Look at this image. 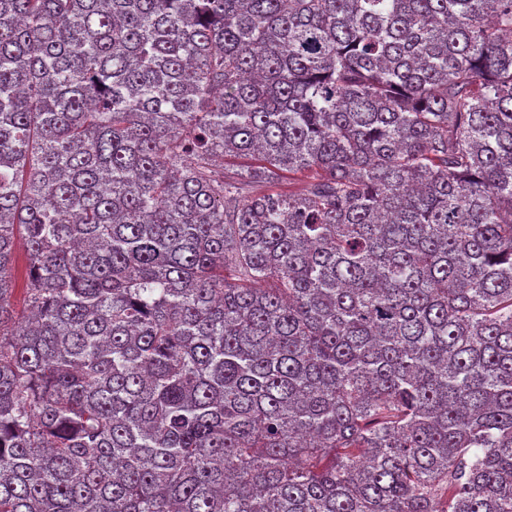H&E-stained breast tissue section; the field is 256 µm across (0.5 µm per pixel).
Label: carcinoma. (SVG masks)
I'll return each mask as SVG.
<instances>
[{
    "mask_svg": "<svg viewBox=\"0 0 512 512\" xmlns=\"http://www.w3.org/2000/svg\"><path fill=\"white\" fill-rule=\"evenodd\" d=\"M0 512H512V0H0ZM14 269L15 291L10 298V306L16 316H22L27 308L26 289L27 272L29 266L28 255L21 240H17L14 248Z\"/></svg>",
    "mask_w": 512,
    "mask_h": 512,
    "instance_id": "cac0c4a2",
    "label": "carcinoma"
}]
</instances>
